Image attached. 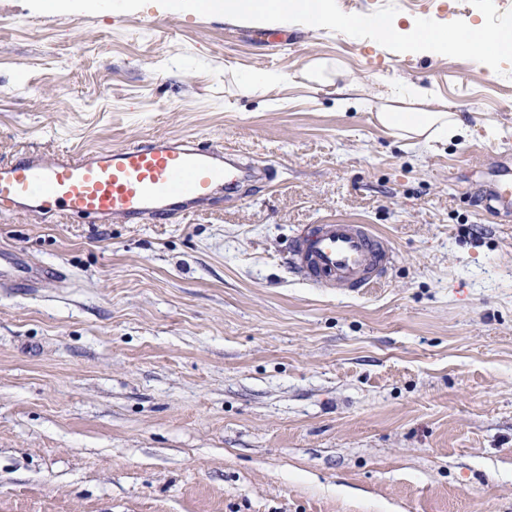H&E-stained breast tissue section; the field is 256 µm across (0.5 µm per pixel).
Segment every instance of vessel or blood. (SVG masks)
<instances>
[{
    "label": "vessel or blood",
    "mask_w": 512,
    "mask_h": 512,
    "mask_svg": "<svg viewBox=\"0 0 512 512\" xmlns=\"http://www.w3.org/2000/svg\"><path fill=\"white\" fill-rule=\"evenodd\" d=\"M237 182L235 166L225 164L217 148L155 139L49 161L34 152L0 161V204L29 209L47 222L63 214L152 224L183 216ZM481 194L491 209L511 211L512 167L502 166ZM391 259V247L369 225L336 223L295 237L287 264L313 287L356 294L378 283ZM8 278L41 288L64 281L65 274L11 261L0 251V282Z\"/></svg>",
    "instance_id": "b4317fda"
}]
</instances>
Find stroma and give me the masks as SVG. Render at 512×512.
Returning <instances> with one entry per match:
<instances>
[{"instance_id": "35a3bbf8", "label": "stroma", "mask_w": 512, "mask_h": 512, "mask_svg": "<svg viewBox=\"0 0 512 512\" xmlns=\"http://www.w3.org/2000/svg\"><path fill=\"white\" fill-rule=\"evenodd\" d=\"M400 24L483 22L469 0H337ZM149 0L38 14L0 0V160L157 136L235 150L266 179L170 224L46 223L0 206V249L68 276L0 284V512H512V213L469 196L512 165V63L398 53ZM315 59L363 87L302 78ZM257 69L285 75L243 93ZM467 137L409 147L390 87ZM366 224L394 259L349 295L286 256Z\"/></svg>"}]
</instances>
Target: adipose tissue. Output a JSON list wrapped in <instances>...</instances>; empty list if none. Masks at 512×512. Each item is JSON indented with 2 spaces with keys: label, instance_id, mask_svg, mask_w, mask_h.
Wrapping results in <instances>:
<instances>
[{
  "label": "adipose tissue",
  "instance_id": "1",
  "mask_svg": "<svg viewBox=\"0 0 512 512\" xmlns=\"http://www.w3.org/2000/svg\"><path fill=\"white\" fill-rule=\"evenodd\" d=\"M375 118L382 127L413 147L444 144L464 136L468 130L458 112L433 108L428 91L417 86L388 95Z\"/></svg>",
  "mask_w": 512,
  "mask_h": 512
}]
</instances>
